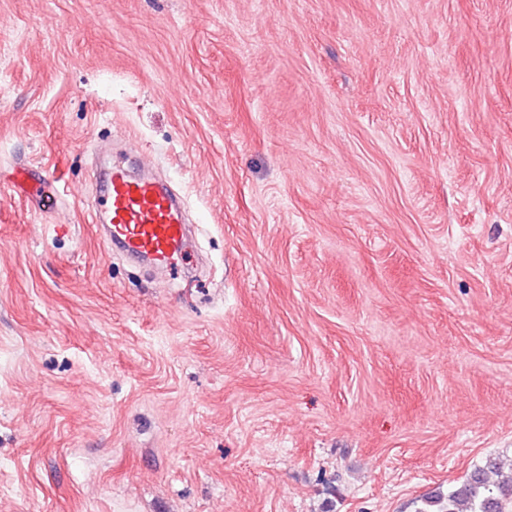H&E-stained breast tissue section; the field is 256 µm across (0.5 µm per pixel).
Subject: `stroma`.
Returning a JSON list of instances; mask_svg holds the SVG:
<instances>
[{"mask_svg": "<svg viewBox=\"0 0 512 512\" xmlns=\"http://www.w3.org/2000/svg\"><path fill=\"white\" fill-rule=\"evenodd\" d=\"M147 156L195 246L89 221ZM0 512H414L512 464V0H0Z\"/></svg>", "mask_w": 512, "mask_h": 512, "instance_id": "stroma-1", "label": "stroma"}]
</instances>
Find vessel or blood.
Returning <instances> with one entry per match:
<instances>
[{"label": "vessel or blood", "instance_id": "1", "mask_svg": "<svg viewBox=\"0 0 512 512\" xmlns=\"http://www.w3.org/2000/svg\"><path fill=\"white\" fill-rule=\"evenodd\" d=\"M91 211L94 223L105 228L108 250L168 269L185 247L189 219L184 204L160 179L131 175L123 161L101 173Z\"/></svg>", "mask_w": 512, "mask_h": 512}]
</instances>
